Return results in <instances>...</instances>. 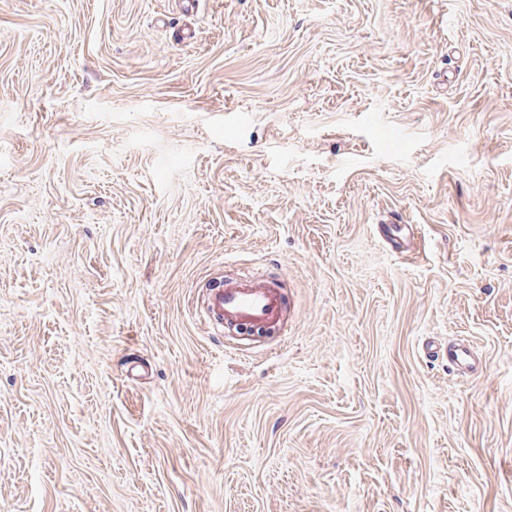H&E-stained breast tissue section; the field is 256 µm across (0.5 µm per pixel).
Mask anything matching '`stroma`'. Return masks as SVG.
<instances>
[{"instance_id": "1", "label": "stroma", "mask_w": 512, "mask_h": 512, "mask_svg": "<svg viewBox=\"0 0 512 512\" xmlns=\"http://www.w3.org/2000/svg\"><path fill=\"white\" fill-rule=\"evenodd\" d=\"M0 512H512V0H0ZM405 221L403 218H397L392 221V224H388L387 230L382 228V232L380 231V235L383 241L390 246V249L397 253L403 254L404 252H408V250H403L408 243L410 238H413L416 234V226L413 224H404ZM406 233L404 242V235ZM401 248V249H400ZM400 249V250H399ZM206 310L214 320V331L226 325L264 329L278 325L290 299L276 278L251 271H241L233 280L207 292ZM424 354L430 358H446L448 367L456 369L464 374L474 375L478 372L477 359L472 346L464 340H458L452 345H443L428 342L424 348Z\"/></svg>"}]
</instances>
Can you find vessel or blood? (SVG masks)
<instances>
[{
	"instance_id": "vessel-or-blood-1",
	"label": "vessel or blood",
	"mask_w": 512,
	"mask_h": 512,
	"mask_svg": "<svg viewBox=\"0 0 512 512\" xmlns=\"http://www.w3.org/2000/svg\"><path fill=\"white\" fill-rule=\"evenodd\" d=\"M414 225L395 219L382 230L383 241L392 251H399L406 238L414 237ZM206 310L213 320V329L226 325L266 329L278 325L287 308V297L276 278L256 272H240L233 280L208 290ZM424 354L430 358L443 357L450 368L473 375L478 371L477 359L472 346L460 340L450 346L430 342Z\"/></svg>"
}]
</instances>
